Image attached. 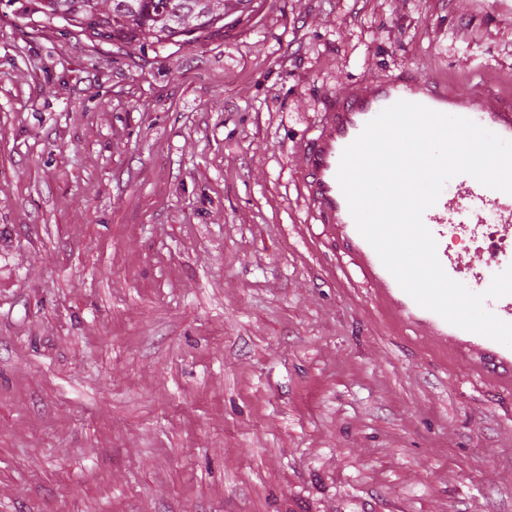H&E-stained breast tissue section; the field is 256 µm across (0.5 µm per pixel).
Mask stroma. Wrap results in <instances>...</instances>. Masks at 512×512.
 Here are the masks:
<instances>
[{
  "label": "stroma",
  "mask_w": 512,
  "mask_h": 512,
  "mask_svg": "<svg viewBox=\"0 0 512 512\" xmlns=\"http://www.w3.org/2000/svg\"><path fill=\"white\" fill-rule=\"evenodd\" d=\"M0 0V512H512V389L375 306L294 147L345 81L512 89L497 0L93 41Z\"/></svg>",
  "instance_id": "35a3bbf8"
}]
</instances>
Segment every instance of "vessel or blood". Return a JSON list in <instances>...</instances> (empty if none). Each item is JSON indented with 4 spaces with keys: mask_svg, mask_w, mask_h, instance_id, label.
Listing matches in <instances>:
<instances>
[{
    "mask_svg": "<svg viewBox=\"0 0 512 512\" xmlns=\"http://www.w3.org/2000/svg\"><path fill=\"white\" fill-rule=\"evenodd\" d=\"M422 104L434 111L465 117L506 139L512 140V98L485 99L460 90L447 80L419 77L406 72L349 81L327 99L310 137L296 148L299 158L297 187L312 218L321 224L326 239L340 255L356 266L364 287L369 288L378 308L394 315L417 335L446 348L455 359L512 388V349L481 335L447 323L438 314L421 308L405 293L383 266L373 247L360 235L336 179L344 149L362 132L365 124L396 101ZM474 201L469 223L484 221L485 211L497 216L495 242L482 249L477 261L438 249L446 274L474 292L488 289L495 274L512 265L504 248L512 239V195L484 187L474 178L459 175L449 180L437 203L427 209L423 221L436 241L448 235L451 214L461 200Z\"/></svg>",
    "mask_w": 512,
    "mask_h": 512,
    "instance_id": "b4317fda",
    "label": "vessel or blood"
}]
</instances>
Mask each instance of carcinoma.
I'll list each match as a JSON object with an SVG mask.
<instances>
[{"label":"carcinoma","instance_id":"carcinoma-1","mask_svg":"<svg viewBox=\"0 0 512 512\" xmlns=\"http://www.w3.org/2000/svg\"><path fill=\"white\" fill-rule=\"evenodd\" d=\"M29 11L61 19L103 40L166 43L224 28L250 0H27Z\"/></svg>","mask_w":512,"mask_h":512}]
</instances>
